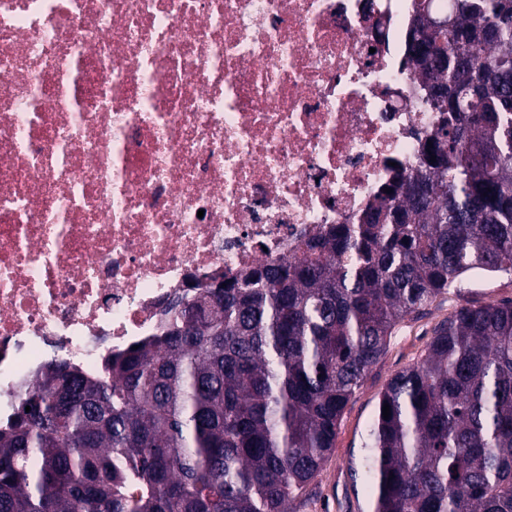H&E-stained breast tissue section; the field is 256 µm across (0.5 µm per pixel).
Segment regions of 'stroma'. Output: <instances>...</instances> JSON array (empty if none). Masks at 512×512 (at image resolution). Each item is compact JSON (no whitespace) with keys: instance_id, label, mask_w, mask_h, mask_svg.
<instances>
[{"instance_id":"1","label":"stroma","mask_w":512,"mask_h":512,"mask_svg":"<svg viewBox=\"0 0 512 512\" xmlns=\"http://www.w3.org/2000/svg\"><path fill=\"white\" fill-rule=\"evenodd\" d=\"M512 300V277L467 280L420 314L408 317L392 337L386 354L372 366L356 397L348 404L335 447L307 489V501H294L292 512H372V499L362 475L363 443L378 397L389 380L416 362L435 328L457 307L499 304Z\"/></svg>"}]
</instances>
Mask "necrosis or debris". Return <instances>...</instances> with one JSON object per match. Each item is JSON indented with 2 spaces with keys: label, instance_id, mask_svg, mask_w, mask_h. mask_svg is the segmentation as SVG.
Here are the masks:
<instances>
[{
  "label": "necrosis or debris",
  "instance_id": "1",
  "mask_svg": "<svg viewBox=\"0 0 512 512\" xmlns=\"http://www.w3.org/2000/svg\"><path fill=\"white\" fill-rule=\"evenodd\" d=\"M416 0H0V421L198 282L358 223L440 122Z\"/></svg>",
  "mask_w": 512,
  "mask_h": 512
}]
</instances>
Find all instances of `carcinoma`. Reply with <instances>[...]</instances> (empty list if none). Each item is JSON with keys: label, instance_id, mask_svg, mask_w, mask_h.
<instances>
[{"label": "carcinoma", "instance_id": "obj_1", "mask_svg": "<svg viewBox=\"0 0 512 512\" xmlns=\"http://www.w3.org/2000/svg\"><path fill=\"white\" fill-rule=\"evenodd\" d=\"M408 56L440 113L419 167L302 259L173 300L99 375L43 366L0 422V512H290L396 326L512 275V0H419ZM363 447L373 512H512V300L441 323Z\"/></svg>", "mask_w": 512, "mask_h": 512}]
</instances>
